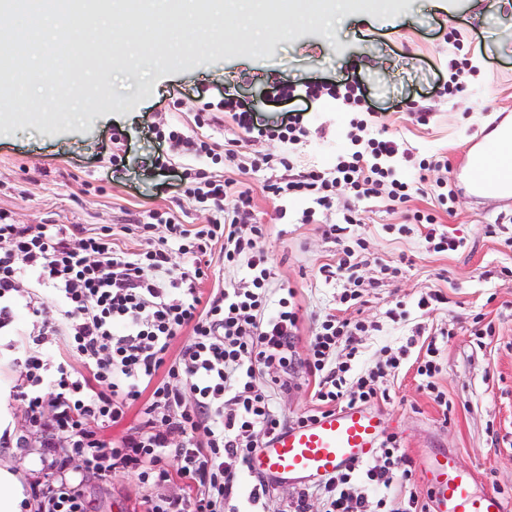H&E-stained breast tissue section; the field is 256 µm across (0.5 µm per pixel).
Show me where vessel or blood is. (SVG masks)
<instances>
[{
  "instance_id": "b4317fda",
  "label": "vessel or blood",
  "mask_w": 512,
  "mask_h": 512,
  "mask_svg": "<svg viewBox=\"0 0 512 512\" xmlns=\"http://www.w3.org/2000/svg\"><path fill=\"white\" fill-rule=\"evenodd\" d=\"M470 149L472 191L512 192V167L493 162V146L475 139ZM383 433L381 419L371 410H335L310 424L282 431L256 449L249 469L270 484L289 481L300 485L367 461L378 450ZM424 473L434 512H512V502L495 492L478 490L473 475L458 469L448 454L428 456Z\"/></svg>"
}]
</instances>
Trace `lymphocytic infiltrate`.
Here are the masks:
<instances>
[{"label":"lymphocytic infiltrate","mask_w":512,"mask_h":512,"mask_svg":"<svg viewBox=\"0 0 512 512\" xmlns=\"http://www.w3.org/2000/svg\"><path fill=\"white\" fill-rule=\"evenodd\" d=\"M398 152L394 141L373 136L365 150L339 157L333 168L270 181L266 189L311 199L302 218L309 224L315 214L331 211L338 185L349 186L356 207L325 229L336 238L344 224L360 223L361 201L410 200L412 183L398 178L393 167ZM198 177L203 184L193 195L212 203L216 214L193 233L173 217L152 213L172 236L169 249L127 253L106 234L78 239L65 226L15 224L0 212V335H14L18 310L37 312L48 303L59 308L56 322L31 332L17 393L32 425L40 424L44 408L53 411L54 426L43 443L46 479L31 488L35 512H90L69 478L76 460L101 480L123 470L157 487L175 475L190 486L184 495L157 496L147 512H226L241 494L240 474L255 450L289 423L312 422L310 414L291 422L279 411L297 371L314 377L319 404L339 409L377 400L379 379L401 364L388 351L353 374L356 341L367 327L332 313L315 328L306 355H299L294 291H271L273 272L259 246L262 225H251L246 234L240 229L252 208L249 191L204 171ZM217 238L224 241L222 262L246 265L247 283L216 289L204 301L196 285L207 275L202 258L208 243ZM175 251L187 260L178 273L170 267ZM186 330L190 339L171 357L173 341ZM57 335L81 358L84 371L44 360V337ZM187 396L193 401L189 411L181 407ZM137 403V424L120 440H105L103 431ZM200 431L206 436L202 443L196 439ZM379 455L378 464H356L299 488L292 512H310L315 499L322 512H430L416 497L397 499L412 477L411 461L397 440H383Z\"/></svg>","instance_id":"f902f5d3"}]
</instances>
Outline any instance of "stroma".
Wrapping results in <instances>:
<instances>
[{
  "mask_svg": "<svg viewBox=\"0 0 512 512\" xmlns=\"http://www.w3.org/2000/svg\"><path fill=\"white\" fill-rule=\"evenodd\" d=\"M457 39L463 51L454 49ZM462 58L471 67L464 91L443 95L452 60ZM140 73L138 83L103 74L83 98L78 123L52 120L1 133L0 212L16 224L107 230L117 248L137 252L162 245L167 235L162 224L141 232L139 224L150 213H170L190 229L209 223L212 210L188 192L189 173L201 169L236 181L250 190L254 218L265 227L262 249L275 284L295 291L301 353L319 316L346 314L339 296L347 280L326 282L321 269L335 264L343 245L354 246L365 298L359 317L368 327L357 368L372 365L383 347L407 350L401 369L380 379L388 396L373 408L415 467L413 494L428 501L419 465L423 456L444 450L474 473L480 488L511 501L512 198L473 199L467 185L469 142L489 134L501 113H512V0L498 11L484 0H441L436 8L428 0H407L389 19L378 14L368 23L336 20L326 33L316 29L276 39L267 56L224 51L213 60L144 67ZM345 83L360 87L371 130L387 132L414 155L447 160L452 202L438 203L437 172L422 176L396 161L398 175L420 181L411 202L363 203L361 223L349 225L344 241L337 242L322 225L302 223L306 200L274 196L265 184L273 175L332 167L353 151V113L342 101L325 95L309 101L301 114L307 135L295 144L248 137L229 112L217 110L210 122H196L204 103L229 94L254 123L272 128L298 106L282 94L288 85ZM108 97L114 100L109 112L102 106ZM173 126L218 154L235 142V163L173 147L163 137ZM160 155L166 167L155 166ZM265 156L285 158L287 165L253 169V161ZM410 209L433 212L457 249H429V228L410 223ZM430 288L447 302L425 313L417 302ZM443 330L449 336L434 381L448 401L444 408L421 389L416 374L423 342ZM9 342L0 336V426L26 441L19 448L0 447V462L20 471L25 484H37L43 480L40 435L15 397L23 376ZM73 478L92 512H146L145 502L155 493L131 473H115L107 482L78 472Z\"/></svg>",
  "mask_w": 512,
  "mask_h": 512,
  "instance_id": "1",
  "label": "stroma"
}]
</instances>
